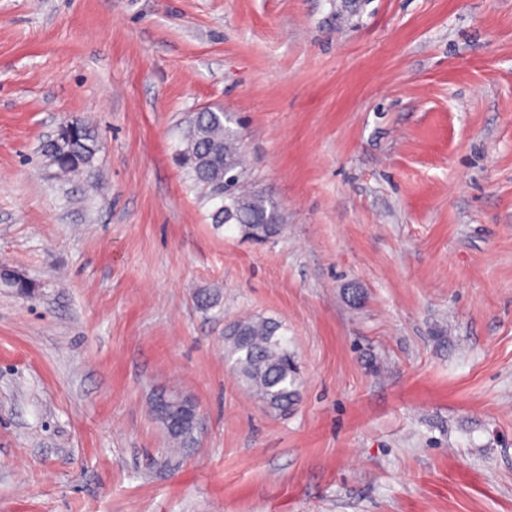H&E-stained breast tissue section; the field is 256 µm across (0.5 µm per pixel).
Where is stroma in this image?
<instances>
[{
	"label": "stroma",
	"instance_id": "1",
	"mask_svg": "<svg viewBox=\"0 0 512 512\" xmlns=\"http://www.w3.org/2000/svg\"><path fill=\"white\" fill-rule=\"evenodd\" d=\"M205 108L268 244L176 162ZM66 120L98 148L59 177ZM1 266L0 512H512V0H0ZM245 315L288 415L225 357ZM282 325L272 318H247L228 326L225 352L243 386L266 408L286 415L295 405L300 380ZM153 413L165 419L171 432L170 439L178 445H186L190 440L185 433L174 430L189 431L198 426L199 414L196 405L178 393L160 392L153 401Z\"/></svg>",
	"mask_w": 512,
	"mask_h": 512
}]
</instances>
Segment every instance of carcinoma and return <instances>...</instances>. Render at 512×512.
Instances as JSON below:
<instances>
[{"label": "carcinoma", "mask_w": 512, "mask_h": 512, "mask_svg": "<svg viewBox=\"0 0 512 512\" xmlns=\"http://www.w3.org/2000/svg\"><path fill=\"white\" fill-rule=\"evenodd\" d=\"M224 119V113L211 110L193 116L183 134V169L192 183L207 190L228 184L223 203L211 212L214 224L234 226L245 237L266 243L281 232L278 206L263 193L245 187L240 134L224 124ZM96 150L94 129L77 121L65 146L57 149L49 144L46 155L60 172L70 173L88 166ZM281 328L272 318L237 320L228 326L224 342L243 386L264 400L270 412L286 415L297 401L300 380Z\"/></svg>", "instance_id": "carcinoma-1"}]
</instances>
